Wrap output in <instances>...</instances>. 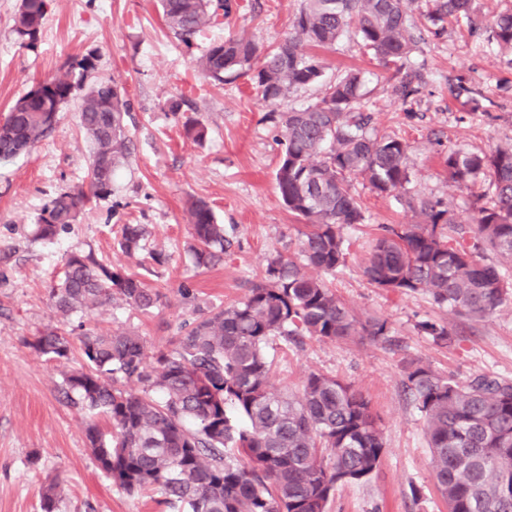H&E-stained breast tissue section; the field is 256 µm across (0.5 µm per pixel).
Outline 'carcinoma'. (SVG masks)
<instances>
[{
  "mask_svg": "<svg viewBox=\"0 0 512 512\" xmlns=\"http://www.w3.org/2000/svg\"><path fill=\"white\" fill-rule=\"evenodd\" d=\"M54 0H21L13 32L33 48ZM472 0H305L292 35L266 52L244 36L211 44L197 59L217 82L238 70L252 72L262 100L276 105L292 90L314 84L325 69L316 53L299 49L333 45L353 31L379 65L400 73L422 33L438 36L451 21L470 18ZM169 31L186 46L232 11L228 0H159ZM418 10L420 24L409 12ZM489 38L512 64V13L496 16ZM98 57L70 58L65 71L37 82L10 107L0 127V161L48 138L57 114L84 91L78 123L90 145V193L62 192L44 205L28 231L51 242L75 223L93 198L112 194L113 179L130 156L129 103L114 80H94ZM363 76L350 70L322 98L298 110L271 112L282 153L275 173L278 193L305 220L295 256L266 260L265 280L227 308L198 310L180 327L173 348L148 355L144 339L129 331L77 336L82 365L65 377L73 403L85 413L92 455L112 483L129 494L157 491L177 512H325L341 484L361 482L378 468L385 449L369 399L351 383L311 373L296 393L274 391L268 348L277 340L308 336L322 342L367 337L378 341L388 321L360 317L319 273L346 267L351 242L343 230L365 220L358 178L381 197L403 198L410 182L408 144L367 131ZM402 106L417 92L404 76L394 87ZM185 137L200 143L206 128L183 121ZM448 182L480 186L474 235L458 227L438 200L406 199L419 224L382 227L361 267L372 287L386 293H423L440 309L485 318L512 301V147L487 153L452 149L443 160ZM194 265L224 262L232 247L211 207H187ZM146 229L124 224L121 249L134 255ZM497 255L486 262L481 253ZM52 305L69 318L120 299L142 311L157 306L159 292L136 274L101 262L92 252H72L63 277L49 288ZM418 331L445 348L459 344L445 322L423 321ZM37 354L67 361L71 337L54 329L26 341ZM134 382L138 388H127ZM405 389L425 419L436 487L448 512H512V380L476 375L466 381L442 375L413 359L404 366ZM105 416L112 430L96 417Z\"/></svg>",
  "mask_w": 512,
  "mask_h": 512,
  "instance_id": "cac0c4a2",
  "label": "carcinoma"
}]
</instances>
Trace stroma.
Wrapping results in <instances>:
<instances>
[{"label": "stroma", "instance_id": "1", "mask_svg": "<svg viewBox=\"0 0 512 512\" xmlns=\"http://www.w3.org/2000/svg\"><path fill=\"white\" fill-rule=\"evenodd\" d=\"M223 27L202 32L184 46L165 28L156 0H56L35 48L15 39L13 18L20 0H0V118L36 81L60 73L74 55H98L96 78L120 83L130 103L132 140L128 166L114 179L111 196L87 203L77 224L54 242L26 237L44 204L63 191L87 185L88 145L78 128L80 97L59 114L56 129L29 153L0 162V512H42V490L58 486L57 512H165L155 495H129L98 468L87 445L81 412L64 396L66 374L81 365L46 360L24 339L53 328L70 333L48 295L71 252L93 250L104 263L135 273L159 291L155 308L143 312L115 302L83 314L84 329L138 333L148 352L166 350L178 328L197 310L227 307L243 299L265 277L268 256L297 252L301 222L282 202L275 183L280 150L250 75L215 84L196 61L207 47L232 35L259 49L288 35L303 0H234ZM512 11V0H474L471 21L448 24L441 36H426L409 57L421 92L404 113L388 72L377 65L352 33L322 49L326 68L319 83L298 88L280 108L317 102L327 83L355 69L364 76L367 107L379 133L410 146L408 196L442 199L457 222L470 226L474 196L450 187L443 157L451 149L491 152L512 145V65L488 39L487 24ZM465 82L467 93L452 89ZM186 99L189 116L207 129L202 144L182 135L169 110ZM490 100V114L470 117L473 101ZM364 223L345 229L351 254L328 282L357 314L387 320V340L322 342L296 346L274 342L273 381L297 392L312 372L354 383L370 399L385 439L377 470L363 482L337 488L327 512H448L433 478L425 421L402 388L403 363L419 359L459 378L486 374L512 380V302L483 319H462L439 309L422 294L388 295L372 288L359 265L364 246L382 226L416 224L420 216L391 198L357 186ZM205 200L233 241L230 256L208 270L194 268L186 252L188 199ZM146 228L135 256L120 246L121 227ZM166 260L156 264L152 252ZM190 294H182L181 286ZM452 325L460 345L440 348L418 334L424 319Z\"/></svg>", "mask_w": 512, "mask_h": 512}]
</instances>
